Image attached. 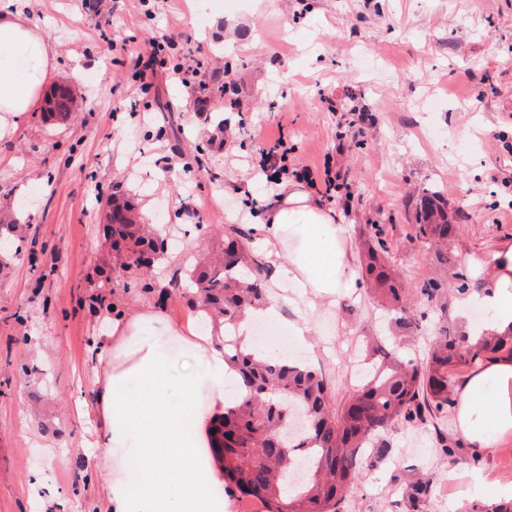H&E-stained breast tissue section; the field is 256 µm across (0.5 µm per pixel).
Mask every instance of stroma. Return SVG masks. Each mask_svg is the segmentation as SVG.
<instances>
[{"instance_id": "35a3bbf8", "label": "stroma", "mask_w": 512, "mask_h": 512, "mask_svg": "<svg viewBox=\"0 0 512 512\" xmlns=\"http://www.w3.org/2000/svg\"><path fill=\"white\" fill-rule=\"evenodd\" d=\"M56 56L80 110L67 122L26 113L0 139V213L24 241L0 271V512H101L104 481L86 448L96 401L94 338L113 314L159 303L178 323L194 309L171 286L229 227L255 238V219L295 177L268 182L254 163L276 142L289 167L309 165L311 193L348 243L379 225L421 331L424 358L436 312L421 295L431 255L414 231V202L441 191L462 233L451 247L471 295L489 285L477 262L512 239V0H18ZM174 42L167 66L136 75L131 51ZM193 66L188 84L174 66ZM223 87L207 111L200 90ZM342 189L327 196L323 180ZM143 205L145 222L178 240L151 278L115 265L99 231L113 186ZM198 205L203 227L183 212ZM152 291H144V282ZM249 327L290 334L309 318L307 345L289 349L323 370L343 399L358 389L363 340L386 343L383 310L367 290L335 306L288 305ZM389 457L363 470L342 512H408L405 486L432 495L420 512H470L506 499L512 439L484 454L453 417L401 422ZM454 443V459L441 453Z\"/></svg>"}]
</instances>
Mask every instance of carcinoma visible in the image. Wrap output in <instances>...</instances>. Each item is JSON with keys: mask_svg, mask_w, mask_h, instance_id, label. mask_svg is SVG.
Listing matches in <instances>:
<instances>
[{"mask_svg": "<svg viewBox=\"0 0 512 512\" xmlns=\"http://www.w3.org/2000/svg\"><path fill=\"white\" fill-rule=\"evenodd\" d=\"M74 110L72 93L56 88L47 100V117L65 121ZM137 207L117 190L106 201L103 236L123 269L152 268L167 253L160 233L142 224ZM416 237L434 247V276L420 293L445 309L449 252L461 225L448 214V200L428 190L417 203ZM382 240L364 248L362 264L371 285L403 334L418 329L395 271L381 253ZM263 264L248 239L232 227L224 247L188 268L178 284L194 301L199 319L223 328L224 358L238 374L233 407L216 426L212 451L224 468L225 487L240 500L262 504L264 512H340L364 467L386 457L388 431L398 422L421 423L448 410L454 380L466 365L492 354H512V330L503 336L482 332L453 334L442 322L423 360L399 350L383 351L365 384L342 405L322 372L291 357L258 355L242 349L237 332L248 312L264 305L268 293ZM428 480L405 491L410 512L430 493Z\"/></svg>", "mask_w": 512, "mask_h": 512, "instance_id": "carcinoma-1", "label": "carcinoma"}]
</instances>
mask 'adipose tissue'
<instances>
[{"label": "adipose tissue", "instance_id": "adipose-tissue-1", "mask_svg": "<svg viewBox=\"0 0 512 512\" xmlns=\"http://www.w3.org/2000/svg\"><path fill=\"white\" fill-rule=\"evenodd\" d=\"M52 48L22 12L0 10V138L49 90ZM278 281L297 299L335 303L358 291V261L343 225L309 193L288 191L256 224ZM490 285L479 301L489 329L512 330V239L490 258ZM98 356L95 447L101 448L106 512H228L214 493L219 463L197 468L212 430L230 405L234 372L219 336L169 320L151 306L116 318L95 338ZM459 433L477 451L512 437V359L479 362L454 399Z\"/></svg>", "mask_w": 512, "mask_h": 512}]
</instances>
